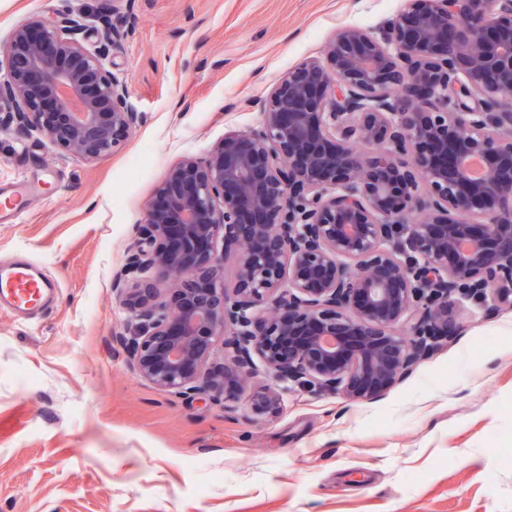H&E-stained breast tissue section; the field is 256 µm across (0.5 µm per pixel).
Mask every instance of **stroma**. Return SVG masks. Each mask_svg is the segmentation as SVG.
I'll return each mask as SVG.
<instances>
[{
	"label": "stroma",
	"mask_w": 512,
	"mask_h": 512,
	"mask_svg": "<svg viewBox=\"0 0 512 512\" xmlns=\"http://www.w3.org/2000/svg\"><path fill=\"white\" fill-rule=\"evenodd\" d=\"M404 0H125L133 34L105 64L144 112L122 148L87 163L0 130V268L39 264L53 300L0 306V512H512V310L475 316L374 402L313 394L259 372L274 417L183 399L112 347L127 313L112 276L167 169L246 130L288 69L337 29H373ZM83 17L110 0H0V36L38 14Z\"/></svg>",
	"instance_id": "stroma-1"
}]
</instances>
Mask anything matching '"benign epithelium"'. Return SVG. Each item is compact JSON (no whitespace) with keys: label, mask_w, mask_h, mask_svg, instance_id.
<instances>
[{"label":"benign epithelium","mask_w":512,"mask_h":512,"mask_svg":"<svg viewBox=\"0 0 512 512\" xmlns=\"http://www.w3.org/2000/svg\"><path fill=\"white\" fill-rule=\"evenodd\" d=\"M86 32L68 13L0 36V128L91 162L144 117ZM253 105L257 126L167 170L112 279L139 377L229 417L237 391L280 411L259 362L374 400L459 334L451 305L512 309V0H406Z\"/></svg>","instance_id":"7a95c632"}]
</instances>
